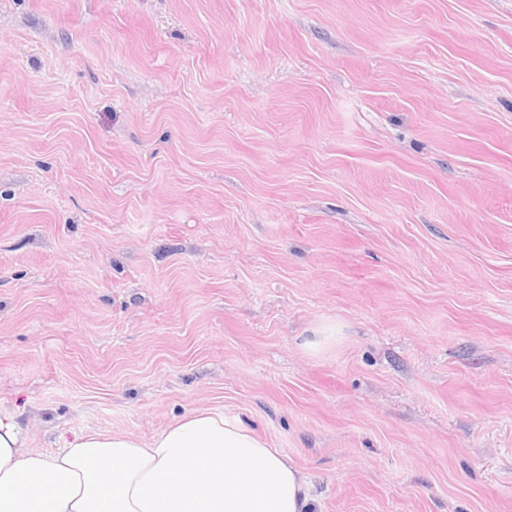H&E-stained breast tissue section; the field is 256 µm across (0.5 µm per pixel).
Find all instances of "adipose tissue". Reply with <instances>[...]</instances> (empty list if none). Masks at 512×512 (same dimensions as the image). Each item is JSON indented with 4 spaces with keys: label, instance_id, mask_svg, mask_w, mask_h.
<instances>
[{
    "label": "adipose tissue",
    "instance_id": "1",
    "mask_svg": "<svg viewBox=\"0 0 512 512\" xmlns=\"http://www.w3.org/2000/svg\"><path fill=\"white\" fill-rule=\"evenodd\" d=\"M0 416V512H316L308 476L238 418L176 420L150 444L90 433L29 450Z\"/></svg>",
    "mask_w": 512,
    "mask_h": 512
}]
</instances>
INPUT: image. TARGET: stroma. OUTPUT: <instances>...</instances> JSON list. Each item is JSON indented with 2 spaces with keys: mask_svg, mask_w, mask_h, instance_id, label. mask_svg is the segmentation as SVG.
<instances>
[{
  "mask_svg": "<svg viewBox=\"0 0 512 512\" xmlns=\"http://www.w3.org/2000/svg\"><path fill=\"white\" fill-rule=\"evenodd\" d=\"M206 410L318 512H512V0H0V412Z\"/></svg>",
  "mask_w": 512,
  "mask_h": 512,
  "instance_id": "stroma-1",
  "label": "stroma"
}]
</instances>
